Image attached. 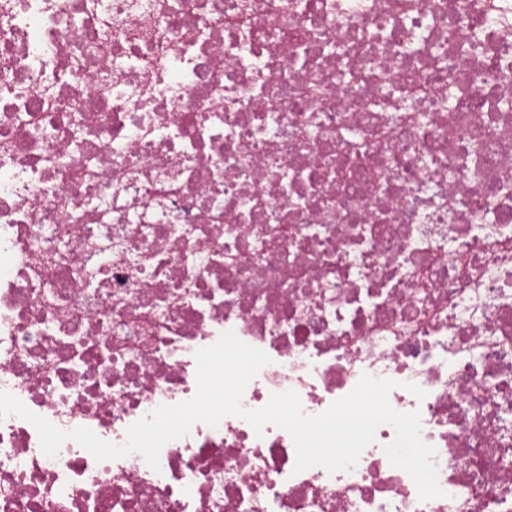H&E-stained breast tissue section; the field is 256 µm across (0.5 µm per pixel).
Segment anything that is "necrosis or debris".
<instances>
[{
  "instance_id": "necrosis-or-debris-1",
  "label": "necrosis or debris",
  "mask_w": 512,
  "mask_h": 512,
  "mask_svg": "<svg viewBox=\"0 0 512 512\" xmlns=\"http://www.w3.org/2000/svg\"><path fill=\"white\" fill-rule=\"evenodd\" d=\"M510 101L512 0H0V391L121 444L230 331L248 410L398 381L445 492L388 424L298 473L228 416L155 471L11 414L0 512H512Z\"/></svg>"
}]
</instances>
